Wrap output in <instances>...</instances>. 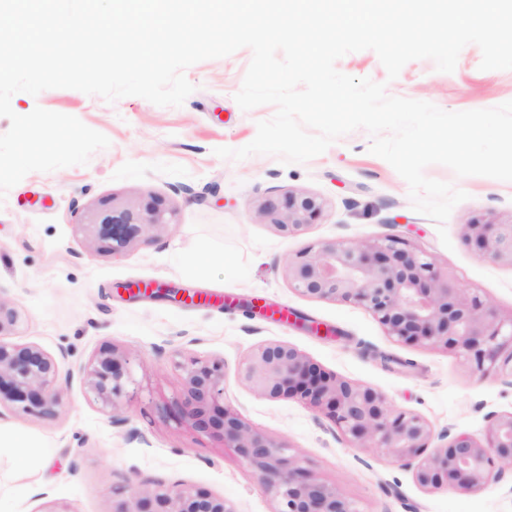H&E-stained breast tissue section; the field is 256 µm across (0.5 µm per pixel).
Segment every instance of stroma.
<instances>
[{
    "mask_svg": "<svg viewBox=\"0 0 512 512\" xmlns=\"http://www.w3.org/2000/svg\"><path fill=\"white\" fill-rule=\"evenodd\" d=\"M251 58L242 48L187 68L195 90L179 107L137 96L110 103L74 89L13 95L17 114L40 107L75 116L110 145L88 164L29 173L0 201V297L20 316L0 340L53 356L62 400L52 417L0 411V426L26 442L0 450V512H40L50 500L74 512H112L129 487L157 482L206 489L237 512H272L271 497L234 449L164 419L166 405L183 391L174 365L179 349L222 361L226 404L289 447L358 512H512L510 475L474 490L422 487L413 467L354 447L326 414L295 399H264L239 382V363L259 345L288 343L337 376L380 390L391 407L424 418L432 449L447 433L483 439L492 416L512 411L511 381L474 373L446 348L397 342L363 307L301 295L286 275L289 260L307 247L399 236L510 317L512 265L480 256L463 233L475 219H512V182L428 166L427 177L468 194L446 222V246L436 222L412 209L407 182L370 153L364 129L304 163L261 154L220 158L215 148L249 144L258 121L275 113L271 105L242 110L234 99ZM481 59L470 44L454 72L414 60L392 81L371 50L347 54L336 67L385 84L388 95L449 112L512 101V70H482ZM150 194L166 200L174 225L121 255L98 251L84 226L89 212ZM289 194L318 197L324 208L316 224L288 237L257 213ZM154 284L213 301L145 294ZM254 301L302 314L333 333L252 314ZM106 344L126 353L140 386L119 424L85 384V366Z\"/></svg>",
    "mask_w": 512,
    "mask_h": 512,
    "instance_id": "1",
    "label": "stroma"
}]
</instances>
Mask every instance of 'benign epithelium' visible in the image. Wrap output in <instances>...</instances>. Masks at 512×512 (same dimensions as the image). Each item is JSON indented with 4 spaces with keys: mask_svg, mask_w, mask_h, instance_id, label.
I'll use <instances>...</instances> for the list:
<instances>
[{
    "mask_svg": "<svg viewBox=\"0 0 512 512\" xmlns=\"http://www.w3.org/2000/svg\"><path fill=\"white\" fill-rule=\"evenodd\" d=\"M323 211L320 199L290 194L259 210L287 236L303 233ZM173 223L158 198L115 204L92 213L86 226L100 249L114 256ZM464 239L482 256L512 263V221H472ZM288 283L319 300L350 302L372 313L398 342L442 346L463 355L482 375L512 379V317L505 320L477 293L463 287L427 254L388 237L350 245L312 246L288 262ZM19 320L0 297V332ZM186 397L174 401V418L222 439L237 450L275 503L273 512H358L339 490L312 477L290 449L254 428L224 402V363L178 352ZM88 391L117 416L134 385L123 352L104 345L85 369ZM239 381L269 400L297 399L325 413L360 448H377L404 465H415L423 487L442 482L472 490L495 467L512 469V412L494 417L485 440L447 436L427 452L431 438L420 416L387 404L379 390L337 377L297 348L282 342L258 346L238 368ZM55 415L60 404L55 358L36 345L0 340V405ZM114 512H237L235 505L204 489L183 485L132 486Z\"/></svg>",
    "mask_w": 512,
    "mask_h": 512,
    "instance_id": "benign-epithelium-1",
    "label": "benign epithelium"
}]
</instances>
